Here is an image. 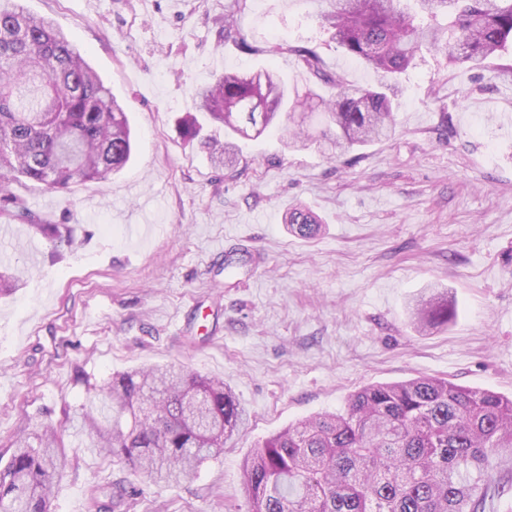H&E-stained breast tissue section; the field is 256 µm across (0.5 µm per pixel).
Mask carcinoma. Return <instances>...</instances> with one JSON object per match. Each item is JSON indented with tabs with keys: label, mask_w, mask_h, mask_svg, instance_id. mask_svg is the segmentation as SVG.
<instances>
[{
	"label": "carcinoma",
	"mask_w": 512,
	"mask_h": 512,
	"mask_svg": "<svg viewBox=\"0 0 512 512\" xmlns=\"http://www.w3.org/2000/svg\"><path fill=\"white\" fill-rule=\"evenodd\" d=\"M323 18L336 43L379 76L375 88L346 87L323 70L312 49H291L308 72L336 93L288 99L271 70H226L198 87L192 104L224 125L225 141L201 136L190 113L181 131L199 140L220 168L237 160L235 135L260 136L280 110L327 120L323 136L342 155L396 131L392 76L415 64L421 47L443 52L448 65L478 62L512 45V0H325ZM132 152L123 105L89 65L85 53L50 17L21 0H0V217L17 220L56 246L77 242L71 224H47L7 190L25 177L59 192L86 181H107ZM289 228L309 239L320 225ZM454 301L431 292L412 305L421 331L448 325ZM88 398L73 410L86 447L142 471L157 486L179 482L224 452L244 411L221 380L183 368L151 367L86 383ZM65 442L42 423L14 442L0 470V512H47L62 478ZM498 458L492 472L489 458ZM244 492L251 512H494L512 475V397L421 376L368 385L343 410L312 416L258 443L244 459ZM116 492L90 487L91 512H111ZM110 499V503L103 499Z\"/></svg>",
	"instance_id": "1"
}]
</instances>
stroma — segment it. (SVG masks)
I'll return each instance as SVG.
<instances>
[{
  "mask_svg": "<svg viewBox=\"0 0 512 512\" xmlns=\"http://www.w3.org/2000/svg\"><path fill=\"white\" fill-rule=\"evenodd\" d=\"M25 0L52 16L124 102L135 138L106 183L71 192L19 178L43 221L78 225L76 248L0 219V458L86 398L84 378L173 365L224 381L246 412L223 454L157 489L136 468L67 443L50 512H87L90 486L135 488L114 512H248L242 462L289 424L344 408L370 384L422 375L512 396V47L449 66L422 50L397 78L394 136L337 155L313 118L305 147L282 130L239 139L215 168L180 121L190 91L234 66L328 94L292 47L350 86L378 84L322 20L323 0ZM302 205L321 225L288 229ZM448 291L455 315L423 332L408 303Z\"/></svg>",
  "mask_w": 512,
  "mask_h": 512,
  "instance_id": "stroma-1",
  "label": "stroma"
}]
</instances>
